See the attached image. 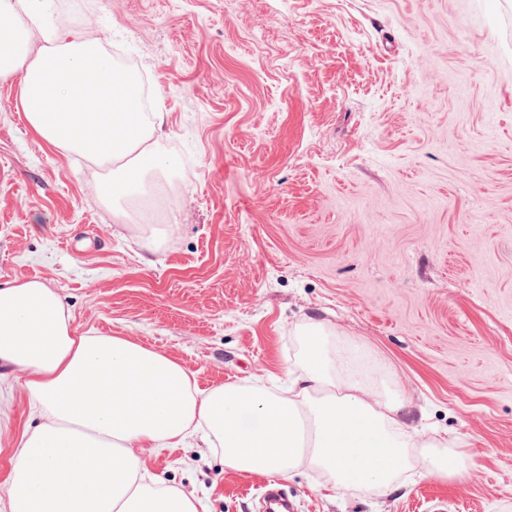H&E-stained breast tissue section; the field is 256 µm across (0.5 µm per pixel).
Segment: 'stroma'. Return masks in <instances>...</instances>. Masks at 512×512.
Wrapping results in <instances>:
<instances>
[{"label":"stroma","instance_id":"stroma-1","mask_svg":"<svg viewBox=\"0 0 512 512\" xmlns=\"http://www.w3.org/2000/svg\"><path fill=\"white\" fill-rule=\"evenodd\" d=\"M50 28L149 79L167 242L98 200L108 172L30 128L0 78V285L39 280L76 334L127 336L200 390L285 382L302 325L365 341L405 420L460 442L461 480L386 493L302 468L294 512H512V0H51ZM35 420L0 368V499ZM203 512H259L269 478L218 448L144 449Z\"/></svg>","mask_w":512,"mask_h":512}]
</instances>
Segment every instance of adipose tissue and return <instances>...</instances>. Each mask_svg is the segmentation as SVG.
<instances>
[{
  "label": "adipose tissue",
  "instance_id": "adipose-tissue-1",
  "mask_svg": "<svg viewBox=\"0 0 512 512\" xmlns=\"http://www.w3.org/2000/svg\"><path fill=\"white\" fill-rule=\"evenodd\" d=\"M31 37L19 21L0 36V77H18L30 128L66 151L134 154V167L97 193L108 203L153 201L152 177L166 163L135 78L97 43L54 38L35 53ZM299 342L286 390L231 383L202 392L165 353L126 336L75 334L45 283L0 286V366L23 373L37 418L10 460L8 512H198L193 494L157 486L142 461L143 449L194 438L222 449L232 472L286 478L307 466L330 486L380 493L413 465L441 479L474 467L457 445L404 421L400 394L369 376L363 344L320 323L303 326Z\"/></svg>",
  "mask_w": 512,
  "mask_h": 512
}]
</instances>
